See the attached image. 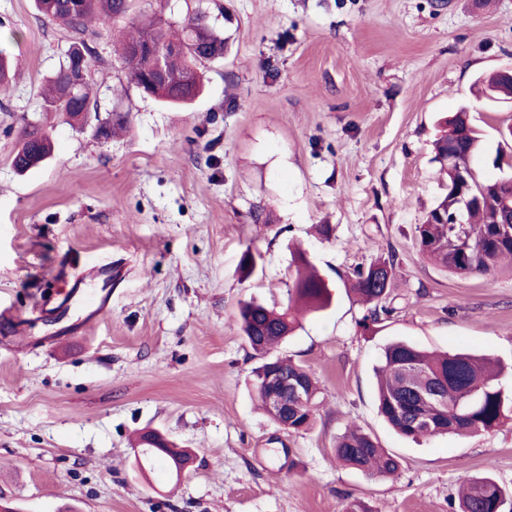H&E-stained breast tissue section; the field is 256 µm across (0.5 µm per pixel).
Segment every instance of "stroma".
Wrapping results in <instances>:
<instances>
[{
    "mask_svg": "<svg viewBox=\"0 0 512 512\" xmlns=\"http://www.w3.org/2000/svg\"><path fill=\"white\" fill-rule=\"evenodd\" d=\"M198 6L230 50L203 64L206 90L186 108L141 97L114 53L122 22L97 26L92 103L128 120L101 140L41 112L67 32L34 0H0V48L15 63L0 90V308H27L66 256L120 269L106 320L52 347L0 345V500L21 512H343L358 498L372 512H454L465 476L511 489L512 421L406 440L378 413L374 369L396 340L512 365V273L453 275L416 240L443 191L441 121L469 107L485 177L512 154L500 135L512 104L473 88L512 68V0H165L164 16ZM39 119L54 153L18 173L21 129ZM294 245L334 294L276 350L320 387L300 433L259 409L260 358L237 325L241 302L287 304ZM388 250L394 311L365 331L347 277ZM349 425L400 457L395 477L337 462ZM143 430L194 451L184 476L136 460Z\"/></svg>",
    "mask_w": 512,
    "mask_h": 512,
    "instance_id": "1",
    "label": "stroma"
}]
</instances>
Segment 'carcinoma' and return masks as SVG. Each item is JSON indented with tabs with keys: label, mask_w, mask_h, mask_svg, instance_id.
Wrapping results in <instances>:
<instances>
[{
	"label": "carcinoma",
	"mask_w": 512,
	"mask_h": 512,
	"mask_svg": "<svg viewBox=\"0 0 512 512\" xmlns=\"http://www.w3.org/2000/svg\"><path fill=\"white\" fill-rule=\"evenodd\" d=\"M38 11L48 20L61 24L72 41H84L91 23L106 25L129 18V31L120 45L119 57L130 81L144 96L152 94L147 83L150 63L130 56L131 46L148 39L156 48L178 43L183 52L166 58L164 92L156 99L169 107H184L199 96L204 76L199 64L206 59L201 47L208 44L223 51L228 40L209 22L206 12L187 13L177 24L158 13L129 16L123 0H36ZM70 60L64 59L47 82L43 96L45 110L63 112L71 121L84 125L91 112L93 74L75 86L70 77ZM481 137L466 109L446 122V129L435 141V161L447 174L446 191L437 205L417 226L421 254L434 265L457 276L487 275L504 263L512 264V224L502 231L505 220L512 221V209L505 210L499 199H512V175L500 180L498 197L466 209L453 205L450 189L457 180V164H471L480 149ZM50 133L41 125H24L20 145L12 158L19 172L40 166L51 154ZM295 261L301 269L293 284L287 306L274 309L255 300L239 307L243 338L265 361L254 371V385L261 406L277 421L268 398L288 395V429L309 430L315 420L319 387L311 374L291 360L267 357L298 324V311L327 310L333 300L329 284L311 267L306 256ZM397 257L390 250L368 265L353 270L351 288L367 310L359 326L367 331L393 312L388 301L395 286ZM503 367L484 356L467 351L437 353L422 350L407 341L385 348L376 368L378 411L400 436L418 442L442 434L476 436L492 432L512 420V395L502 390L499 377ZM276 373L280 384H267ZM336 459L346 467L372 478H388L401 468L398 456L380 447L367 433L350 428L336 438ZM153 455L166 465L190 460V454L162 439ZM508 490L489 476H467L458 489L459 512H501Z\"/></svg>",
	"instance_id": "1"
}]
</instances>
